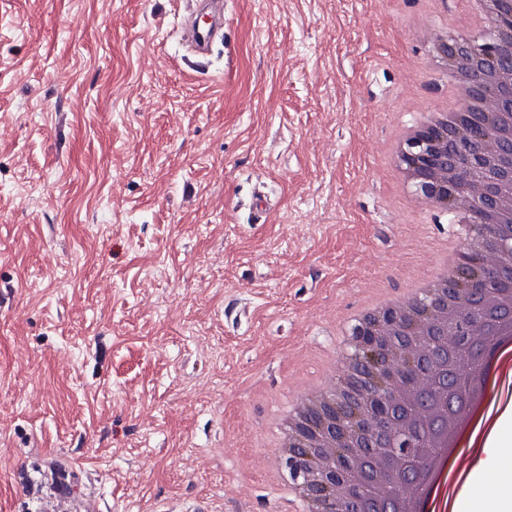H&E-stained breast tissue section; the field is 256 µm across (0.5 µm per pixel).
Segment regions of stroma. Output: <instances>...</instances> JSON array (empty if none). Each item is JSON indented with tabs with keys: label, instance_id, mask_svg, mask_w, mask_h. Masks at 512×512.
<instances>
[{
	"label": "stroma",
	"instance_id": "35a3bbf8",
	"mask_svg": "<svg viewBox=\"0 0 512 512\" xmlns=\"http://www.w3.org/2000/svg\"><path fill=\"white\" fill-rule=\"evenodd\" d=\"M185 8L0 0V512H277L279 410L474 233L395 190L389 145L454 99L414 23L480 40L485 0H224L198 65ZM484 459L470 512L512 425Z\"/></svg>",
	"mask_w": 512,
	"mask_h": 512
}]
</instances>
